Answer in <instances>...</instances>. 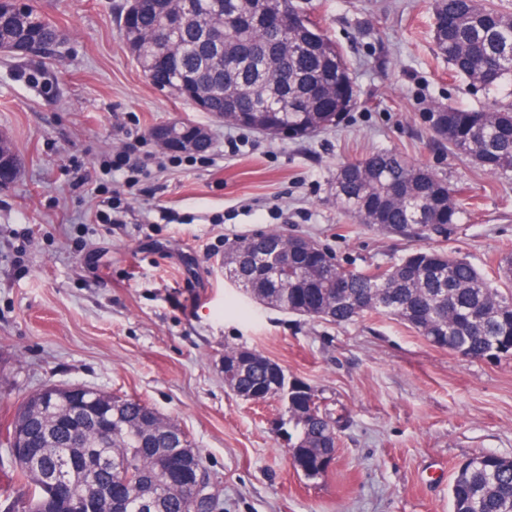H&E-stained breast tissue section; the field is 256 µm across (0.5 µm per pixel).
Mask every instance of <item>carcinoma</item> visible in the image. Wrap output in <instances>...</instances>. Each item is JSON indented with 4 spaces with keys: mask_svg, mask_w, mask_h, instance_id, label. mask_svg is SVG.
<instances>
[{
    "mask_svg": "<svg viewBox=\"0 0 512 512\" xmlns=\"http://www.w3.org/2000/svg\"><path fill=\"white\" fill-rule=\"evenodd\" d=\"M431 11L433 42L450 69L473 88L508 98L481 109L437 107L427 116L433 141L488 175L512 171V15L482 0H431ZM117 21L134 59L154 63V82L181 98L187 87L203 90L204 109L219 122L264 134L286 128L289 138L303 139L339 126L358 104L345 54L292 0H125ZM61 42V30L29 0H0V52L17 59L18 76L47 99L58 87L35 58ZM334 189L345 214L392 237L431 239L466 212L458 189L392 150L343 162ZM292 240L258 232L228 244L234 282L284 313L334 324L376 314L463 358L512 359V257L498 263L500 288L439 245L356 272L303 236V248L293 252ZM224 355L245 357L227 380L237 396L288 398L282 418L300 458L296 468L319 479L335 459L340 418L312 387H296L281 365L255 350L227 346ZM76 429L83 430L81 448L71 429L46 421L30 425L27 442L51 465L62 456L112 458V467L90 474L54 471L78 490L112 486V509L102 512H203L192 496L193 485L209 479L202 457L188 443L186 473L171 474L166 453L185 432L150 405L129 397L114 402L109 448L98 446L86 420ZM13 465L25 491L21 512H46V471ZM449 500L451 512H512V457L486 452L465 460Z\"/></svg>",
    "mask_w": 512,
    "mask_h": 512,
    "instance_id": "obj_1",
    "label": "carcinoma"
}]
</instances>
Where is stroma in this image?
<instances>
[{
	"label": "stroma",
	"mask_w": 512,
	"mask_h": 512,
	"mask_svg": "<svg viewBox=\"0 0 512 512\" xmlns=\"http://www.w3.org/2000/svg\"><path fill=\"white\" fill-rule=\"evenodd\" d=\"M122 0H32L67 40L45 99L0 55V133L23 158L0 189V423L48 385L140 397L176 422L222 492L224 512H450L448 488L475 453L512 456V360H466L404 324H348L268 308L224 276V243L275 230L369 269L415 248L345 215L337 167L396 149L470 200L445 247L486 273L512 254V171L490 176L433 145L426 114L479 109L437 55L429 0H294L350 62L358 105L302 141L259 134L156 90L115 19ZM206 128L209 163L159 167L153 127ZM143 137L137 195L106 224L93 185L101 154ZM82 176L85 187L73 185ZM247 346L308 383L344 422L335 459L309 482L276 431L280 405L224 384V349Z\"/></svg>",
	"instance_id": "35a3bbf8"
}]
</instances>
